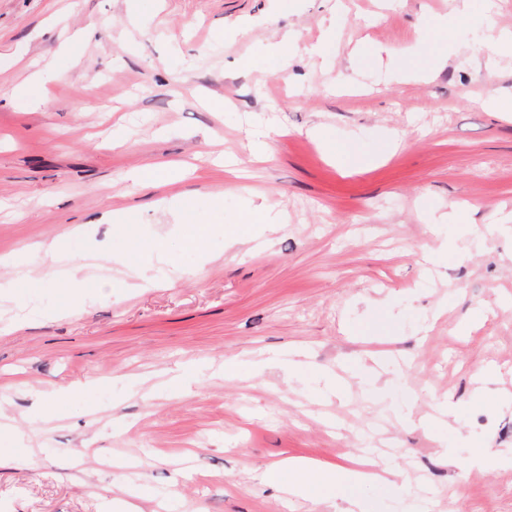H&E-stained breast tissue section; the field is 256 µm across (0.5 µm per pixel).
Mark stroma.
Instances as JSON below:
<instances>
[{
	"instance_id": "obj_1",
	"label": "stroma",
	"mask_w": 512,
	"mask_h": 512,
	"mask_svg": "<svg viewBox=\"0 0 512 512\" xmlns=\"http://www.w3.org/2000/svg\"><path fill=\"white\" fill-rule=\"evenodd\" d=\"M151 2L0 0V256L62 236L119 283L108 296L62 282L0 301V324L24 320L0 335L12 382L0 409L27 431L0 438V512H104L126 484L146 493L141 512H333L259 472L287 457L379 461V424L410 481L364 487L371 512H512V465L465 466L472 449L512 448V406L473 397L489 363L512 391V116L479 103L512 93V52L468 58L490 29L512 31V0H477L444 36L432 23L456 0H294L286 12L277 0ZM286 30L301 49L284 73L242 66ZM328 37V61L305 54ZM443 47L448 63L432 70ZM255 125L271 132L264 163L247 160ZM316 125L369 167L343 170L308 136ZM221 151L245 160L246 182L208 164ZM152 163L165 185L126 180ZM200 201L214 224L261 203L283 226L259 248L251 224L234 247L213 234L208 262L191 254L172 273L154 245L177 247ZM452 202L509 230L421 279L437 246L428 226ZM118 223L142 244L144 287L120 285ZM299 346L302 375L262 366ZM371 353L376 385L323 400V367ZM229 358L260 367L216 374ZM190 361L213 371L186 396L145 385ZM89 381L97 392L29 428L39 405ZM448 391L463 423L450 462L426 426L398 422L407 402L420 420Z\"/></svg>"
}]
</instances>
